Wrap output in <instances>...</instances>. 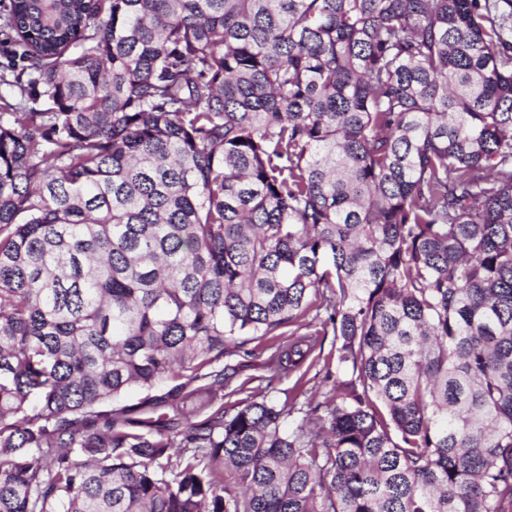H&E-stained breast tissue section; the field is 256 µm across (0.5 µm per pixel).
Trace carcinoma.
<instances>
[{"mask_svg": "<svg viewBox=\"0 0 512 512\" xmlns=\"http://www.w3.org/2000/svg\"><path fill=\"white\" fill-rule=\"evenodd\" d=\"M7 26L0 512H512V0ZM287 323L276 374L341 338L288 430L224 409V354Z\"/></svg>", "mask_w": 512, "mask_h": 512, "instance_id": "carcinoma-1", "label": "carcinoma"}]
</instances>
